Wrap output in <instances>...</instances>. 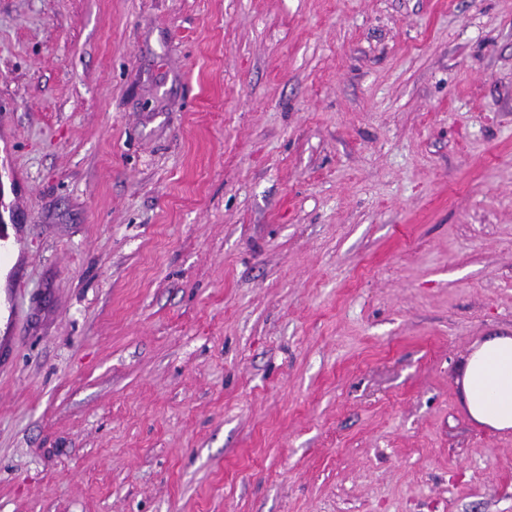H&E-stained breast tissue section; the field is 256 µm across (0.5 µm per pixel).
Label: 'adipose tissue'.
I'll list each match as a JSON object with an SVG mask.
<instances>
[{"label": "adipose tissue", "instance_id": "obj_1", "mask_svg": "<svg viewBox=\"0 0 512 512\" xmlns=\"http://www.w3.org/2000/svg\"><path fill=\"white\" fill-rule=\"evenodd\" d=\"M462 390L474 422L500 432L512 430V336L486 337L466 357Z\"/></svg>", "mask_w": 512, "mask_h": 512}]
</instances>
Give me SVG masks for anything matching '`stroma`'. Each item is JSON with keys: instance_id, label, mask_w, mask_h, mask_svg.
<instances>
[{"instance_id": "obj_1", "label": "stroma", "mask_w": 512, "mask_h": 512, "mask_svg": "<svg viewBox=\"0 0 512 512\" xmlns=\"http://www.w3.org/2000/svg\"><path fill=\"white\" fill-rule=\"evenodd\" d=\"M0 512H512V0H0ZM461 383L474 422L512 430V336H488L477 344L465 359Z\"/></svg>"}]
</instances>
